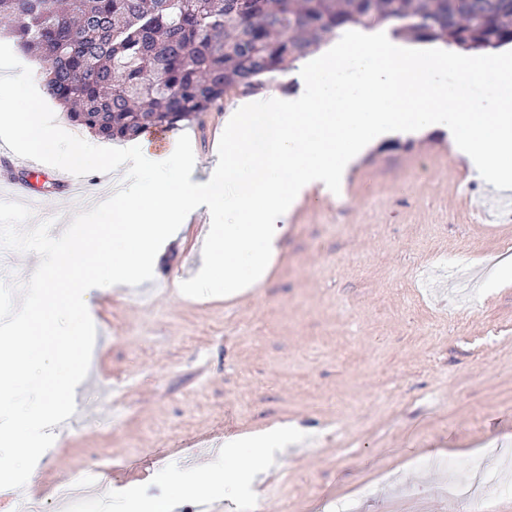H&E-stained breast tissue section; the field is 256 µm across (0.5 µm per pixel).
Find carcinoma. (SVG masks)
<instances>
[{"instance_id": "obj_1", "label": "carcinoma", "mask_w": 512, "mask_h": 512, "mask_svg": "<svg viewBox=\"0 0 512 512\" xmlns=\"http://www.w3.org/2000/svg\"><path fill=\"white\" fill-rule=\"evenodd\" d=\"M452 0H0V22L42 65L45 94L74 125L133 140L208 111L224 94L253 93L266 77L316 51L344 27L395 23L426 11L433 23L396 35L463 51L512 43V0L448 23ZM248 14L250 20L243 19Z\"/></svg>"}]
</instances>
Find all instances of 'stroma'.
I'll use <instances>...</instances> for the list:
<instances>
[{"label":"stroma","instance_id":"1","mask_svg":"<svg viewBox=\"0 0 512 512\" xmlns=\"http://www.w3.org/2000/svg\"><path fill=\"white\" fill-rule=\"evenodd\" d=\"M245 100L170 129L189 135L193 179L218 159L224 118ZM209 227L187 223L148 289L96 293L91 370L75 416L55 428L38 486L0 496L48 504L93 480L117 512H199L177 481L208 484L231 512H462L439 458L474 482L512 449V190L477 180L444 132L396 133L369 148L339 193L294 208L264 282L190 298ZM286 423L300 432L260 479L211 477L224 439Z\"/></svg>","mask_w":512,"mask_h":512}]
</instances>
